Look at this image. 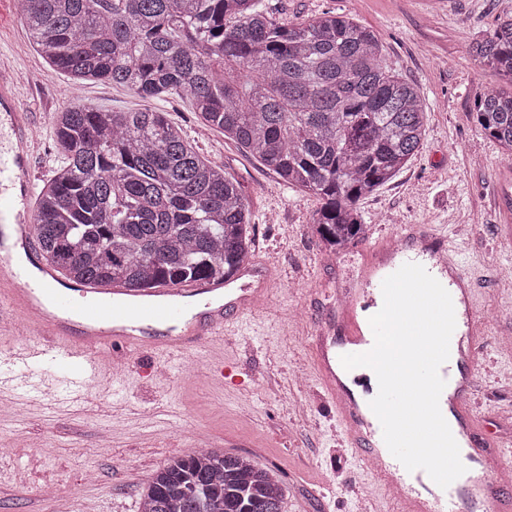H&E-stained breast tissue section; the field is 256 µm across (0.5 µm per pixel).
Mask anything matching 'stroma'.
<instances>
[{
  "label": "stroma",
  "mask_w": 512,
  "mask_h": 512,
  "mask_svg": "<svg viewBox=\"0 0 512 512\" xmlns=\"http://www.w3.org/2000/svg\"><path fill=\"white\" fill-rule=\"evenodd\" d=\"M270 17L294 23L324 11L345 14L373 30L388 69L413 82L427 111L419 153L396 177L362 199L367 235L331 251L311 228L320 200L280 177L223 134L197 133L187 98L149 100L124 88L86 83L83 100L105 111L150 107L165 112L198 152L239 181L253 224V254L280 281L269 302L238 335L224 339L229 372L207 375L209 352L197 355L192 382L178 381L168 363L140 352L116 393L90 389L74 408L28 403L0 414V512H138L140 491L174 456L202 439L226 444L276 470L282 512H386L372 471L341 445L342 428L317 383L300 391L291 374L310 366L309 344L331 322V298L353 287L356 250L399 224H429L457 238L461 266L474 278L476 308L485 320L478 341L475 413L483 436L512 460V157L476 122L474 104L501 78L481 70L469 43L502 17L512 0H261ZM0 66L11 70L23 105L39 127L32 159L35 187L61 164L53 115L72 101L69 78L35 49L14 5L0 0ZM301 399L302 410L291 403ZM115 429L111 448L97 445L102 425Z\"/></svg>",
  "instance_id": "obj_1"
}]
</instances>
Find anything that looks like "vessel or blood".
<instances>
[{
    "instance_id": "1",
    "label": "vessel or blood",
    "mask_w": 512,
    "mask_h": 512,
    "mask_svg": "<svg viewBox=\"0 0 512 512\" xmlns=\"http://www.w3.org/2000/svg\"><path fill=\"white\" fill-rule=\"evenodd\" d=\"M36 141L34 121L14 77L0 67V335L11 339L0 349V358L26 368L47 361L74 367L84 375L85 388L108 390L116 381L112 368L118 355L153 350L181 358L212 349L239 331L243 319L276 288L268 276L248 283L257 272L250 264L236 270L229 282L199 278L147 288L135 298L115 287L108 305L99 300L94 283L70 284L41 250L32 224L29 159ZM17 249L35 258L37 275L14 264ZM359 254L356 286L336 302L334 335L318 334L310 345L313 372L336 411L346 444L373 463L383 489L394 490L400 512H512V482L498 474L502 456L481 436L473 412V363L483 320L473 281L457 268L454 248L430 225L400 224ZM429 258L437 268L454 267L446 289L458 300L450 355L439 370L446 382L440 409L454 417L450 429L466 471L445 489L424 470L407 471L390 453L378 418L360 407L340 362L341 354L372 348L374 336L364 313L381 309L383 280L404 264L421 265Z\"/></svg>"
}]
</instances>
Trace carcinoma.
Wrapping results in <instances>:
<instances>
[{
  "label": "carcinoma",
  "mask_w": 512,
  "mask_h": 512,
  "mask_svg": "<svg viewBox=\"0 0 512 512\" xmlns=\"http://www.w3.org/2000/svg\"><path fill=\"white\" fill-rule=\"evenodd\" d=\"M37 51L75 82L142 98L182 92L284 182L322 201L312 228L331 250L366 232L359 202L420 150L418 88L387 69L376 34L325 12L277 24L260 0H19ZM512 82V17L468 47ZM477 122L512 152V91L488 88ZM62 165L33 215L73 280L136 291L231 275L252 253L240 184L154 109L78 101L54 120ZM143 512H281L268 468L208 448L174 456L141 490Z\"/></svg>",
  "instance_id": "cac0c4a2"
}]
</instances>
